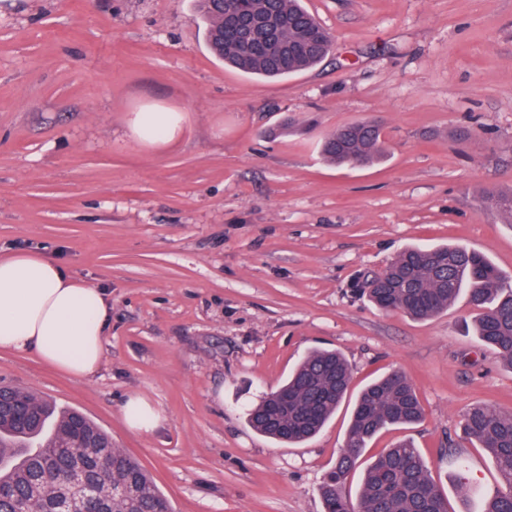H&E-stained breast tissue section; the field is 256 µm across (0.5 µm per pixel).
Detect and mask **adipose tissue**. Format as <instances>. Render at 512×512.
I'll return each instance as SVG.
<instances>
[{
  "label": "adipose tissue",
  "instance_id": "ef3b65f1",
  "mask_svg": "<svg viewBox=\"0 0 512 512\" xmlns=\"http://www.w3.org/2000/svg\"><path fill=\"white\" fill-rule=\"evenodd\" d=\"M107 328L108 303L97 288L40 254H0V350H30L85 378L101 365Z\"/></svg>",
  "mask_w": 512,
  "mask_h": 512
}]
</instances>
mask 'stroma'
Here are the masks:
<instances>
[{"mask_svg": "<svg viewBox=\"0 0 512 512\" xmlns=\"http://www.w3.org/2000/svg\"><path fill=\"white\" fill-rule=\"evenodd\" d=\"M335 36L278 81L207 49L195 0H0V250L40 253L103 290L102 365L76 378L0 351V385L80 409L151 473L174 512H322L349 421L314 439L254 432L247 410L316 348L352 390L398 370L424 409L409 438L448 497L464 469L500 480L462 440L467 408L512 409V369L482 346L467 297L416 320L355 289L406 246L453 242L512 276V0H303ZM172 120L147 134L143 113ZM378 122L383 157L339 167L322 137ZM138 399L156 416L132 428ZM461 466L439 463L448 441Z\"/></svg>", "mask_w": 512, "mask_h": 512, "instance_id": "obj_1", "label": "stroma"}]
</instances>
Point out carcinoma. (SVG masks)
Returning <instances> with one entry per match:
<instances>
[{
  "mask_svg": "<svg viewBox=\"0 0 512 512\" xmlns=\"http://www.w3.org/2000/svg\"><path fill=\"white\" fill-rule=\"evenodd\" d=\"M211 51L225 63L265 78H284L319 64L331 51L323 29L301 0H198ZM324 157L339 164H368L382 152V129L371 121L336 128L321 142ZM483 205L512 215V190L488 191ZM361 289L378 308L426 319L464 294L477 311L479 342L512 369V277L484 254L463 245L410 247L401 251ZM352 373L335 350H314L288 379L247 413L248 425L279 442L316 436L345 400ZM0 400L13 413L0 417V512H60L59 495L82 463L89 507L99 512H171L142 465L117 448L112 437L73 408L11 387ZM423 418L413 382L393 371L363 387L354 402L345 449L320 487L324 512H448V501L410 439L384 449L367 464L356 496L346 494L348 477L368 443L381 431ZM465 438L494 460L504 489L465 512H512V410L475 404L463 415Z\"/></svg>",
  "mask_w": 512,
  "mask_h": 512,
  "instance_id": "1",
  "label": "carcinoma"
}]
</instances>
